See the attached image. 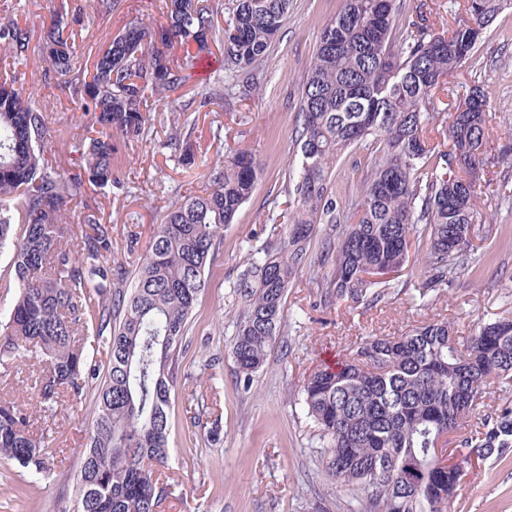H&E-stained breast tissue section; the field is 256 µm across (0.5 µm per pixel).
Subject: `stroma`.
Wrapping results in <instances>:
<instances>
[{
  "label": "stroma",
  "instance_id": "obj_1",
  "mask_svg": "<svg viewBox=\"0 0 512 512\" xmlns=\"http://www.w3.org/2000/svg\"><path fill=\"white\" fill-rule=\"evenodd\" d=\"M84 15L76 22L78 61L108 44L121 27L118 20L94 16L92 0H81ZM60 0H0V21L16 18L30 33L29 54L15 66L18 84L34 105L46 112L60 134L47 150L58 166L71 167L77 147L90 132L78 99L58 84L39 46L52 24ZM344 0H292L288 17L259 64L260 88L236 94L232 106L200 105L195 83L169 92V100L185 106L193 134V160L185 162L167 148L174 117L156 104L150 140L132 143L118 163L121 184L89 190L83 204L67 212V222L93 214L111 225L112 237L124 242L136 234L146 248L167 209L204 193L211 176L223 169L230 151L252 152L258 178L250 199L224 230L219 254L206 272L207 286L193 312L181 350L182 364L193 376L178 380L171 397L169 459L163 482L168 495L160 512H356L366 495L359 486L329 476L323 464L319 428L302 403V389L317 366L349 353L369 336H401L430 320L448 322L457 337L471 335L477 323L512 317V208L483 194L478 208L487 217L475 269L469 277L422 302L413 285L427 271V251L412 242L408 259L395 279L398 289L373 305L350 300L324 306L318 286L332 264L321 262V237L313 235L310 267L288 288L286 322L265 364L240 385L232 355L237 305L230 287L245 267L250 246L271 235L288 207L285 192L300 154L295 143L302 85L313 63L325 25ZM483 88L493 114L490 138L501 146L512 142V9L498 14L484 30L477 52L450 80L455 93ZM372 158L354 148L340 157L331 183L341 209L357 199L370 172ZM30 359L18 372L0 377V396L7 394L34 415L61 461L52 478L38 479L0 457V512H72L81 452L93 417L94 393L64 408L54 423L37 416ZM220 420V434L208 440L193 416ZM464 470L455 512H512V449L503 457L468 461V449L449 445Z\"/></svg>",
  "mask_w": 512,
  "mask_h": 512
}]
</instances>
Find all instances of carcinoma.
Listing matches in <instances>:
<instances>
[{"mask_svg":"<svg viewBox=\"0 0 512 512\" xmlns=\"http://www.w3.org/2000/svg\"><path fill=\"white\" fill-rule=\"evenodd\" d=\"M122 2L96 0L95 13L106 19ZM511 3L465 0L442 33L430 26L426 5L405 18L396 0H344L326 24L298 113L292 229L251 248L230 286L239 307L232 354L244 381L281 332L288 285L307 264L317 225L324 226V251L335 255L331 276L317 284L329 302L381 301L393 285L376 290L373 276L402 268L413 234L428 258L427 276L415 285L420 300L472 273L471 234L487 221L477 199L493 181L492 117L478 86L453 106L436 94ZM289 7L290 0H235L222 25L216 0H164V25L136 27V42L126 31L116 35L74 80L75 37L55 21L42 53L96 132L80 163L67 169L49 165L45 155L53 132L48 115L29 103L14 76L0 74V252L11 253L19 288L0 324V373L41 353L34 389L52 417L64 400L96 390L74 512H158L180 347L224 227L253 192L257 163L244 150L229 157L208 192L168 210L132 269L115 258L112 225L93 215L70 224L63 215L87 188L120 184L115 164L148 134L150 99L185 85L199 59L211 56L210 42L221 43L219 69L253 88ZM0 43L19 59L30 37L13 19L0 24ZM189 43L196 53L176 55ZM428 131L442 136L446 150L430 144ZM363 144L375 154L373 171L347 220L331 169ZM15 210L20 224L13 223ZM494 384L512 387L509 318L478 326L461 343L439 321L402 336H369L336 366L311 372L302 394L328 473L368 491L359 512H451L461 472L440 464L436 445L462 430ZM460 443L480 460L502 456L512 447V407L483 415ZM0 456L41 479L55 469V452L33 431L32 416L5 398Z\"/></svg>","mask_w":512,"mask_h":512,"instance_id":"carcinoma-1","label":"carcinoma"}]
</instances>
